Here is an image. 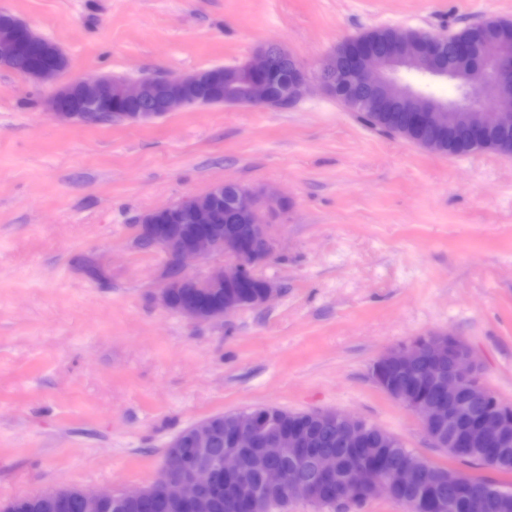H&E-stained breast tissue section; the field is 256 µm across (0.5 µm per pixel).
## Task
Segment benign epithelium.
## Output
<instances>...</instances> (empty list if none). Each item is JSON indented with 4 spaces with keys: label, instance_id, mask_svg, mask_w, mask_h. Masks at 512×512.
Returning <instances> with one entry per match:
<instances>
[{
    "label": "benign epithelium",
    "instance_id": "7a95c632",
    "mask_svg": "<svg viewBox=\"0 0 512 512\" xmlns=\"http://www.w3.org/2000/svg\"><path fill=\"white\" fill-rule=\"evenodd\" d=\"M0 62L12 64L36 83L54 80L67 67L62 50L48 47L46 38L28 23L17 31L0 32ZM413 68L433 77H457L461 89L476 98L475 103L465 112L439 103L431 94L404 82L402 71ZM312 77L326 95L349 98L362 106L374 107L385 93L394 91L414 126L446 128L463 122L474 136L489 129L512 132L509 48L489 61L478 45H469L458 55L448 49L446 38L431 34L416 56L396 43L376 54L349 38L320 60ZM312 77L283 46L263 45L236 65L224 104L267 108L277 103L289 107L306 95ZM201 83L200 71L155 81L103 75L57 88L49 107L67 124L147 123L168 112L211 105L198 92ZM222 203L240 223H217L216 213ZM287 213L288 198L277 191L227 182L140 215L132 225L134 238L140 240L144 251L164 256L158 303L198 323L221 322L240 310L264 306L280 292L278 283L263 276L261 270L279 257L273 230ZM421 361L426 362L424 379L436 389L435 399L414 397L408 388L387 378L389 368L404 369ZM370 377L378 388L413 412L428 438L442 437L441 427L448 426L446 447L453 454L490 441L500 448L512 446V404L499 399L493 413L483 416L478 412L492 392L483 384L480 364L469 346L448 332L421 336L387 350L373 363ZM316 417L356 430L361 423L360 418L333 409L318 410ZM216 434L208 418L190 425L186 433L176 434L166 445V474L148 486L121 491L60 488L49 497L47 507L62 509L75 495L88 512H101L105 507L122 509L160 496L174 512H211L209 490L217 476L209 451ZM224 435L221 466L225 476L242 471L240 449L257 448L263 461V484L272 490H286L293 502L320 499L330 490V480L337 477L336 455L321 451L310 459L315 478H288L280 462L289 459L299 463L306 449L314 446V439L299 423L282 427L274 416L266 420L240 411ZM352 475L355 483L369 486L373 498L391 497L415 482L411 470L383 477L356 467ZM458 477L453 468L440 472L421 492L413 512H433L442 502L435 487L446 484L451 488Z\"/></svg>",
    "mask_w": 512,
    "mask_h": 512
}]
</instances>
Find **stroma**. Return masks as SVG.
Masks as SVG:
<instances>
[{
	"label": "stroma",
	"instance_id": "35a3bbf8",
	"mask_svg": "<svg viewBox=\"0 0 512 512\" xmlns=\"http://www.w3.org/2000/svg\"><path fill=\"white\" fill-rule=\"evenodd\" d=\"M64 51L60 83L186 75L278 42L308 73L373 27L451 33L512 0H0ZM55 86L0 67V503L152 484L166 444L217 413L337 409L455 467L370 379L387 349L452 331L512 403V155L421 149L312 90L286 109L213 105L80 125ZM224 182L292 198L282 294L218 324L155 300L134 217ZM100 258L107 283L79 257Z\"/></svg>",
	"mask_w": 512,
	"mask_h": 512
}]
</instances>
